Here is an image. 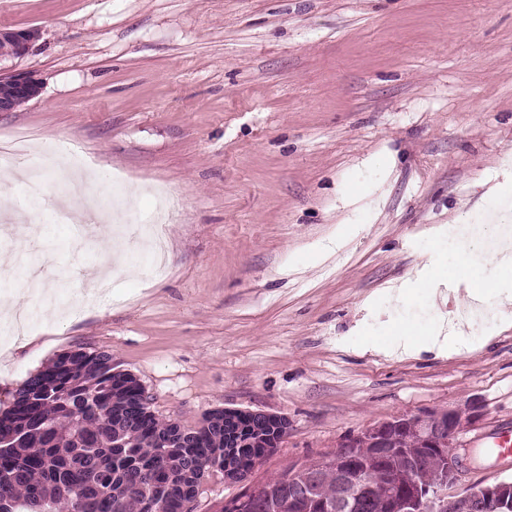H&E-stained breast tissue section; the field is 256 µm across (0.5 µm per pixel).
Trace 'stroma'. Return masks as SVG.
Here are the masks:
<instances>
[{
	"instance_id": "stroma-1",
	"label": "stroma",
	"mask_w": 512,
	"mask_h": 512,
	"mask_svg": "<svg viewBox=\"0 0 512 512\" xmlns=\"http://www.w3.org/2000/svg\"><path fill=\"white\" fill-rule=\"evenodd\" d=\"M0 28L42 31L0 65L41 82L0 114V144L82 151L86 196L125 230L120 245L76 235L57 216L61 178L36 203L21 175L5 178L0 229L14 211L38 215L15 263L42 277L36 294L0 279L31 317L25 338L0 324V410L84 349L111 353L163 418L287 417L246 481L200 487L193 512H218L392 417L477 398L449 492L512 481V456L492 446L512 436V327L481 323L439 358L378 353L432 334L436 305L468 304L467 283L492 273L453 234L486 195L512 203V0H0ZM163 190L178 208L156 275L138 228ZM76 266L113 276L72 321Z\"/></svg>"
}]
</instances>
